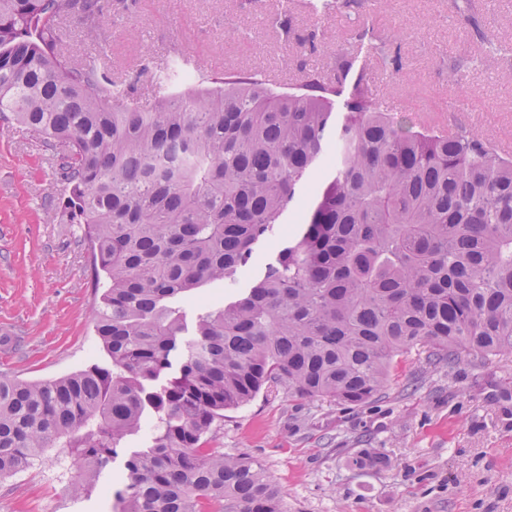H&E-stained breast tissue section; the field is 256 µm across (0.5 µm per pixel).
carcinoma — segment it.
Here are the masks:
<instances>
[{
	"label": "carcinoma",
	"mask_w": 512,
	"mask_h": 512,
	"mask_svg": "<svg viewBox=\"0 0 512 512\" xmlns=\"http://www.w3.org/2000/svg\"><path fill=\"white\" fill-rule=\"evenodd\" d=\"M314 14L364 0H307ZM99 0H0V120L56 152L63 216L85 225L95 332L112 366L27 383L0 377V476L53 444L73 449L75 494L100 484L121 442L116 512H282L253 462L205 447L224 411L263 391L362 405L392 360L512 355V158L478 132L448 135L388 111L368 86L376 35L361 28L333 77L288 90L230 68L147 104L61 41ZM464 63L448 71L462 93ZM294 238L250 288L234 284L284 215Z\"/></svg>",
	"instance_id": "obj_1"
}]
</instances>
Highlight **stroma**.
I'll use <instances>...</instances> for the list:
<instances>
[{
	"instance_id": "stroma-1",
	"label": "stroma",
	"mask_w": 512,
	"mask_h": 512,
	"mask_svg": "<svg viewBox=\"0 0 512 512\" xmlns=\"http://www.w3.org/2000/svg\"><path fill=\"white\" fill-rule=\"evenodd\" d=\"M469 15L450 0H380L370 21L401 61L371 74L396 116L427 109L448 117V66L480 57L467 72L462 121L494 142L512 141V0H472ZM95 27L63 22L65 45L81 60L108 58L114 80L146 62L163 67L193 59L188 84L227 68L262 70L288 88L304 72L330 75L357 26L345 12L310 16L300 0H102ZM288 26H280V13ZM500 40L495 60L474 25ZM65 184L54 151L20 126L0 122V375L41 383L92 364L110 365L94 331L99 293L92 286L82 227L64 223ZM291 224L257 244L239 282L214 283L202 298L249 288L288 242ZM150 443L149 432L125 439L102 474V486L76 495L60 476L70 449H44L40 465L0 479V512H113V488L125 465ZM210 447L261 465L277 486L284 512H512V360L431 367L422 354L399 357L377 401L341 406L285 392H263L224 413ZM386 466H359L362 450Z\"/></svg>"
}]
</instances>
